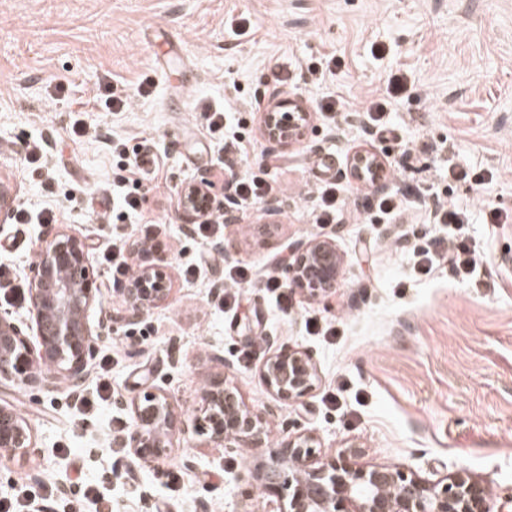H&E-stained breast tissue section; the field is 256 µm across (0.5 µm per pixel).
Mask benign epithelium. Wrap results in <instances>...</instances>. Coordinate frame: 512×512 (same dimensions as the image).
<instances>
[{
	"label": "benign epithelium",
	"mask_w": 512,
	"mask_h": 512,
	"mask_svg": "<svg viewBox=\"0 0 512 512\" xmlns=\"http://www.w3.org/2000/svg\"><path fill=\"white\" fill-rule=\"evenodd\" d=\"M314 113L301 98L273 99L259 113L264 138L282 149L305 140ZM381 172L379 158L362 153L350 167L351 177L364 181L362 167ZM183 228L212 211L224 210V222L237 223L231 194L214 190L204 177L181 191ZM135 274L113 284L122 311L107 313L93 325L89 313L102 307V291L90 261L87 240L59 224L39 240L29 269L30 321L18 322L0 311V379L26 386H52L64 380L77 395L88 378L98 343L119 329L140 321L170 294L174 266L168 250L130 243ZM343 260L335 238L316 235L288 245V260L278 266L289 287L309 299L332 292ZM211 378L200 394V407L182 417L166 392L150 388L117 404L130 413L125 433L115 440L140 464L168 457L176 439H201L212 448H263L267 461L259 471L257 490L263 512H512V499L497 504L484 484L465 469L437 480L422 478L403 467L363 464L362 448L349 445L328 455L314 428H289L271 441L274 408L248 406L231 378L230 365ZM261 384L280 403L304 404L321 384L313 354L288 343L269 342L258 367ZM36 451L27 419L0 404V455L26 456Z\"/></svg>",
	"instance_id": "7a95c632"
}]
</instances>
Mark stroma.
Listing matches in <instances>:
<instances>
[{"label": "stroma", "instance_id": "obj_1", "mask_svg": "<svg viewBox=\"0 0 512 512\" xmlns=\"http://www.w3.org/2000/svg\"><path fill=\"white\" fill-rule=\"evenodd\" d=\"M330 57L335 73L321 77ZM392 73L408 84L388 107L400 138L372 141L358 112L384 95ZM107 85L128 98L125 111L97 101ZM330 96L349 111L316 113L300 146L283 153L259 133L253 106ZM218 109L227 117L212 132L207 115ZM78 119L86 132L75 141ZM109 138L146 145L158 164L141 187L142 213L164 226L176 283L139 325L99 343L87 388L103 377L130 397L153 383L189 415L227 361L246 404L261 410L272 399L257 369L273 338L310 350L321 376L305 408L277 407L273 436L299 423L326 451L355 443L362 462L432 480L465 469L498 499L512 497V0H0V186L13 198L0 221V270L13 284L27 286L46 230L21 223V212L55 211L93 250L108 247L111 225L90 214L108 209L121 175ZM235 138L247 161L230 148ZM360 150L399 161L387 192L432 182L469 211L462 237L475 248L477 283L446 266L415 273L416 238H445L448 227L424 208L396 224L370 221L366 190L347 171ZM34 151L41 167L26 162ZM452 167L481 180H451ZM234 174L271 183L282 207L277 224L247 210L224 229L227 251L260 274L289 242L318 234V187L339 184L344 264L329 296L293 293L285 315L256 290L234 309L220 304L211 276L186 275L205 244L185 233L175 192ZM252 313L264 343L243 327ZM310 320L334 334L309 333ZM172 346L175 369L166 364ZM3 402L29 420L38 451L0 458V502L23 486L34 494L63 483L69 493L49 500L51 512H145L146 488L157 512H249L259 461L250 449L180 439L160 468L133 469L113 443L128 423L114 402L87 408L63 383H0ZM88 485L110 490L111 505L86 496Z\"/></svg>", "mask_w": 512, "mask_h": 512}]
</instances>
